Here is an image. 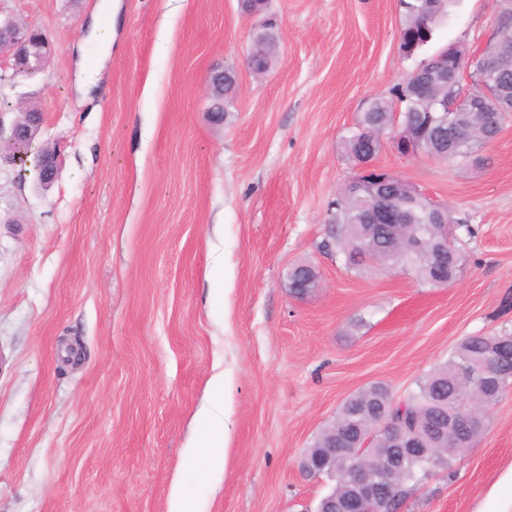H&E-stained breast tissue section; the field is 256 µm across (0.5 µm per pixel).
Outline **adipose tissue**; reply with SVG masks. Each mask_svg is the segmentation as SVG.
<instances>
[{
    "mask_svg": "<svg viewBox=\"0 0 512 512\" xmlns=\"http://www.w3.org/2000/svg\"><path fill=\"white\" fill-rule=\"evenodd\" d=\"M202 430L194 439L200 453L196 459L198 476L210 483L224 472V439L226 414L224 412V375L216 373L209 381L205 402L198 412Z\"/></svg>",
    "mask_w": 512,
    "mask_h": 512,
    "instance_id": "1",
    "label": "adipose tissue"
}]
</instances>
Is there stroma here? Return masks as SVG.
<instances>
[{"label":"stroma","instance_id":"35a3bbf8","mask_svg":"<svg viewBox=\"0 0 512 512\" xmlns=\"http://www.w3.org/2000/svg\"><path fill=\"white\" fill-rule=\"evenodd\" d=\"M103 3L0 0L50 47L36 77L0 68V102L44 112L60 164L44 190L0 163V512H168L177 488L197 512H315L333 483L298 462L347 398L403 397L466 337L512 335V116L466 164L389 135L374 159L470 226L455 282L321 247L358 117L422 59L491 41L501 0H458L409 58L399 0H269L261 75L239 0H115L108 46L91 36ZM214 67L237 79L220 122ZM302 263L321 286L299 298ZM218 368L226 463L203 485L189 446ZM489 420L399 512H476L512 466V389Z\"/></svg>","mask_w":512,"mask_h":512}]
</instances>
